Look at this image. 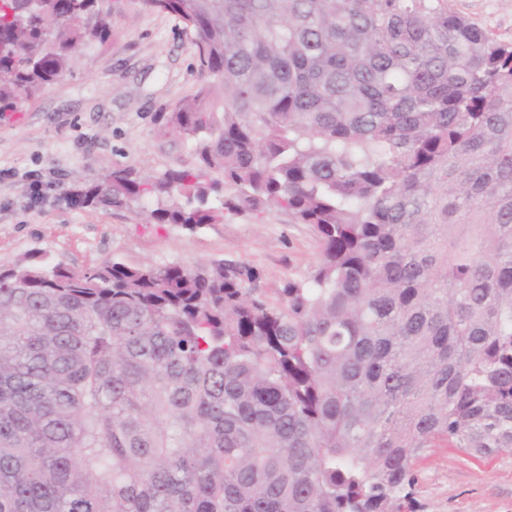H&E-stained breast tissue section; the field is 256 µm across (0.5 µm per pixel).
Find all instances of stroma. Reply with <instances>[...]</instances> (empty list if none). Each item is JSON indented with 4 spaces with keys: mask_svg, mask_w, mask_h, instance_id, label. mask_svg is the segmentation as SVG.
<instances>
[{
    "mask_svg": "<svg viewBox=\"0 0 512 512\" xmlns=\"http://www.w3.org/2000/svg\"><path fill=\"white\" fill-rule=\"evenodd\" d=\"M495 37L512 40V0H448ZM199 83L189 34L165 14L118 0L112 35L81 51L58 83L0 112V268L33 256L82 272L117 259L191 266L234 261L254 267L269 294L316 266L310 227L282 209L234 215L189 229L150 224L149 200L122 210L79 205L72 189L100 183L113 168L155 174L192 165L189 143L159 130ZM45 196L33 199L30 174ZM420 512H512V452L475 459L458 449H427L417 466Z\"/></svg>",
    "mask_w": 512,
    "mask_h": 512,
    "instance_id": "stroma-1",
    "label": "stroma"
}]
</instances>
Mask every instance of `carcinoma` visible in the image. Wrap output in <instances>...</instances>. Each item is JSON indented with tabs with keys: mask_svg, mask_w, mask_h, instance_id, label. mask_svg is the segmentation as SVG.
Masks as SVG:
<instances>
[{
	"mask_svg": "<svg viewBox=\"0 0 512 512\" xmlns=\"http://www.w3.org/2000/svg\"><path fill=\"white\" fill-rule=\"evenodd\" d=\"M193 35L112 170L152 224L288 211L319 263L0 268V512H416L439 444L512 449V41L448 0H131ZM112 0H0V112L112 35Z\"/></svg>",
	"mask_w": 512,
	"mask_h": 512,
	"instance_id": "1",
	"label": "carcinoma"
}]
</instances>
